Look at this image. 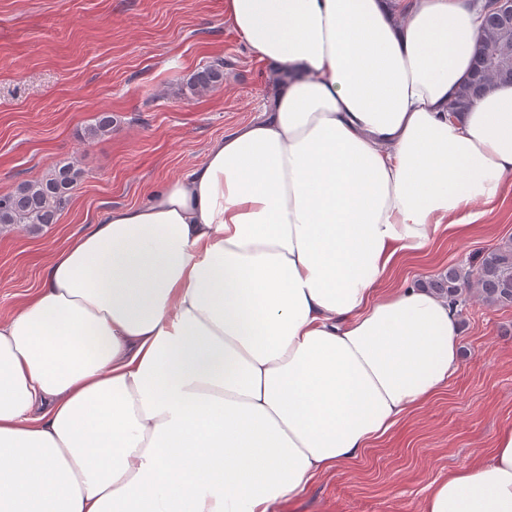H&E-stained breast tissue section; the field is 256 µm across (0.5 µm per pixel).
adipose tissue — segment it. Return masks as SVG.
Instances as JSON below:
<instances>
[{
    "label": "adipose tissue",
    "mask_w": 512,
    "mask_h": 512,
    "mask_svg": "<svg viewBox=\"0 0 512 512\" xmlns=\"http://www.w3.org/2000/svg\"><path fill=\"white\" fill-rule=\"evenodd\" d=\"M483 3L227 0L272 102L0 322V512H274L447 385L457 306L385 284L512 177V83L448 113ZM424 512H512V430Z\"/></svg>",
    "instance_id": "obj_1"
}]
</instances>
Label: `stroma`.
<instances>
[{
	"instance_id": "obj_1",
	"label": "stroma",
	"mask_w": 512,
	"mask_h": 512,
	"mask_svg": "<svg viewBox=\"0 0 512 512\" xmlns=\"http://www.w3.org/2000/svg\"><path fill=\"white\" fill-rule=\"evenodd\" d=\"M224 2L0 0V194L61 162L82 171L56 223L0 230L1 320L40 287L67 237L202 165L215 140L269 101L272 81ZM217 60L223 83L187 92L190 75ZM104 114L110 132L87 137ZM471 209L479 218L469 229L437 234L400 277L425 281L476 264L512 239V185ZM458 332L460 361L446 388L276 512H423L431 483L488 455L512 430V305L467 299Z\"/></svg>"
}]
</instances>
